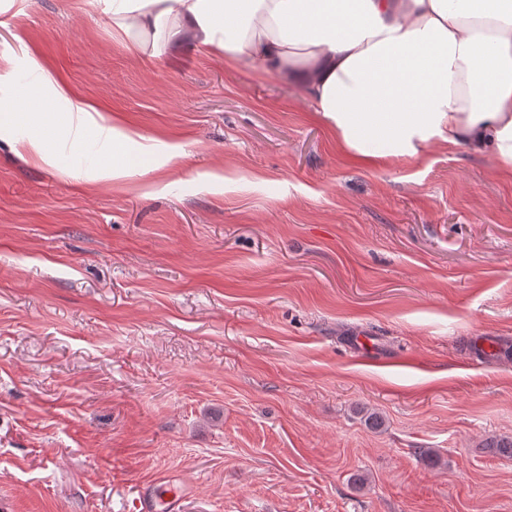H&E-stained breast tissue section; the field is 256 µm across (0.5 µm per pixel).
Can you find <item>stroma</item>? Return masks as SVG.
<instances>
[{"label": "stroma", "instance_id": "obj_1", "mask_svg": "<svg viewBox=\"0 0 512 512\" xmlns=\"http://www.w3.org/2000/svg\"><path fill=\"white\" fill-rule=\"evenodd\" d=\"M42 65L183 154L93 183L95 136L48 127V167L0 133V512H128L162 475L182 512H512L484 445L512 435V362L470 346L512 344L491 154L367 164L274 72L140 56L102 0H0V109L67 119L25 95Z\"/></svg>", "mask_w": 512, "mask_h": 512}]
</instances>
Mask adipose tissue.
<instances>
[{
  "mask_svg": "<svg viewBox=\"0 0 512 512\" xmlns=\"http://www.w3.org/2000/svg\"><path fill=\"white\" fill-rule=\"evenodd\" d=\"M112 25L156 57L183 38L209 54L258 64L299 85L348 153L366 161L415 160L431 145L464 143L512 169V0H104ZM70 104L69 129L112 144L98 182L157 173L181 157L120 125L49 67L40 88ZM18 142L30 160L57 158L42 114Z\"/></svg>",
  "mask_w": 512,
  "mask_h": 512,
  "instance_id": "obj_1",
  "label": "adipose tissue"
}]
</instances>
